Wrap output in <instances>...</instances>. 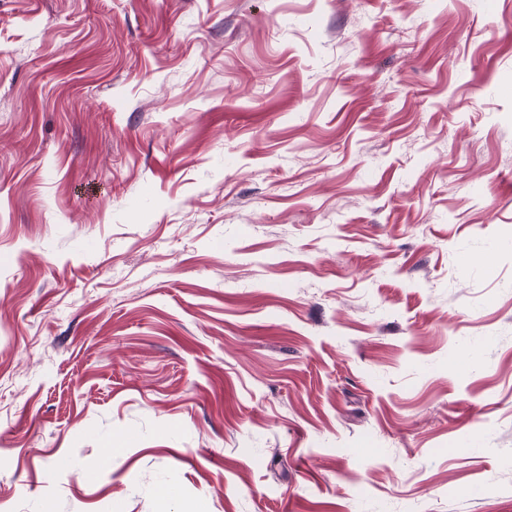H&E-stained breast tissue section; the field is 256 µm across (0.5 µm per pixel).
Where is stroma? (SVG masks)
Instances as JSON below:
<instances>
[{"mask_svg": "<svg viewBox=\"0 0 512 512\" xmlns=\"http://www.w3.org/2000/svg\"><path fill=\"white\" fill-rule=\"evenodd\" d=\"M166 489L512 512V0H0V512Z\"/></svg>", "mask_w": 512, "mask_h": 512, "instance_id": "35a3bbf8", "label": "stroma"}]
</instances>
